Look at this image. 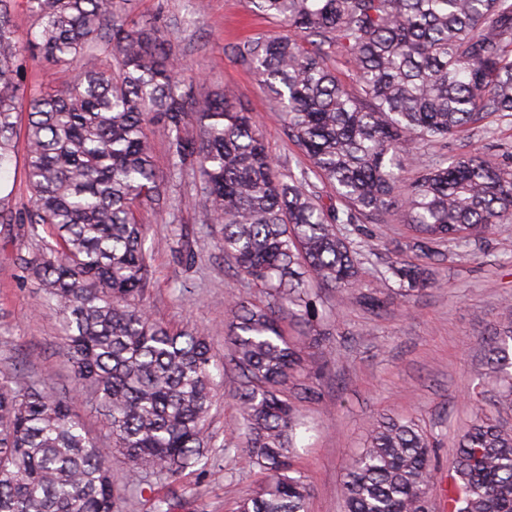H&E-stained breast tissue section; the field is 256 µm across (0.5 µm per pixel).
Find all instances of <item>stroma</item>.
Segmentation results:
<instances>
[{
    "mask_svg": "<svg viewBox=\"0 0 512 512\" xmlns=\"http://www.w3.org/2000/svg\"><path fill=\"white\" fill-rule=\"evenodd\" d=\"M130 19L167 22L175 53L201 78L198 96L216 85L230 89L238 105L260 122L272 154L280 162L303 161L288 140L275 102L256 76L233 55L248 39L281 35L285 25L254 14L249 0H129ZM193 176L171 185L169 202L137 212L148 239L167 245L152 255L148 305L173 328L193 324L209 331L217 356H224L226 308L249 295L235 265L225 257L218 227L202 223L186 204ZM409 230L398 217L375 225L364 277L379 278L393 241ZM30 245L22 225L0 234V363L15 364L56 390L71 388L54 310L43 306L37 284L23 280L18 257ZM327 312L324 327H337L329 357L311 351L310 367H322L318 398L300 405L309 426L297 461L310 485L307 512H344L341 483L347 463L361 448L367 420L378 414L413 417L432 435L440 465H447L454 441L472 418L470 389L493 390L487 374L486 338L512 317V223L499 224L472 242L468 256L437 267L436 283L409 306L387 314L366 312L354 293L319 288ZM239 415L229 389L216 397L209 425L214 444L205 474H184L178 490L195 500L198 512H237L240 502L265 480L244 449L225 451V428Z\"/></svg>",
    "mask_w": 512,
    "mask_h": 512,
    "instance_id": "1",
    "label": "stroma"
}]
</instances>
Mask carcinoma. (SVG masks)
<instances>
[{
	"mask_svg": "<svg viewBox=\"0 0 512 512\" xmlns=\"http://www.w3.org/2000/svg\"><path fill=\"white\" fill-rule=\"evenodd\" d=\"M15 0H0V176L17 161L28 112L24 178L30 207L0 184V227L28 225L24 277L54 304L74 386L18 380L0 366V512H170L165 498L132 491L137 476L174 487L207 471L217 383L211 337L172 330L147 306L151 249L139 206L165 200L152 141L168 173L198 174L191 202L220 227L224 254L262 300L229 309L225 366L236 373L241 440L265 482L239 512H307L309 484L294 467L298 403L316 396L300 377L303 348L280 318L328 332L312 286L358 292L380 314L432 286L429 264L451 243L464 257L476 238L512 220V164L485 152L439 153L468 130L512 119V0H251L292 35L246 40L236 58L280 107L306 163L285 169L260 124L219 88L197 98L155 19L128 20L127 0H25L34 30L21 39ZM341 56L357 91L330 67ZM79 66L73 82L28 92L26 63ZM416 175L403 176L408 164ZM334 200L324 201V188ZM397 212L411 231L393 245L382 285L362 279L364 224ZM417 253L420 261L403 258ZM498 405L512 409V320L492 337ZM103 412L108 440L92 441L78 402ZM136 478L112 480V455ZM446 483L436 444L411 418L379 415L344 482L345 512H512V428L484 410L457 436Z\"/></svg>",
	"mask_w": 512,
	"mask_h": 512,
	"instance_id": "1",
	"label": "carcinoma"
}]
</instances>
